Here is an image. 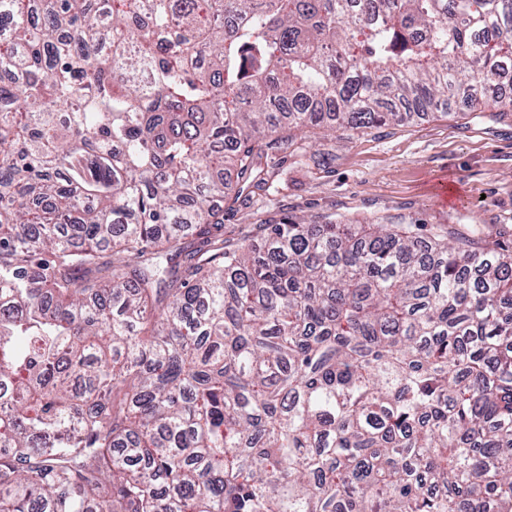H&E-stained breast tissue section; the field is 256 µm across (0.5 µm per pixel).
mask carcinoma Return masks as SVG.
<instances>
[{
    "mask_svg": "<svg viewBox=\"0 0 512 512\" xmlns=\"http://www.w3.org/2000/svg\"><path fill=\"white\" fill-rule=\"evenodd\" d=\"M508 85L512 0H0V512H512V244L221 205Z\"/></svg>",
    "mask_w": 512,
    "mask_h": 512,
    "instance_id": "carcinoma-1",
    "label": "carcinoma"
}]
</instances>
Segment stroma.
<instances>
[{"mask_svg": "<svg viewBox=\"0 0 512 512\" xmlns=\"http://www.w3.org/2000/svg\"><path fill=\"white\" fill-rule=\"evenodd\" d=\"M449 118L340 129L297 140L266 194L224 209V236L303 218L407 224L423 236L512 234V118Z\"/></svg>", "mask_w": 512, "mask_h": 512, "instance_id": "stroma-1", "label": "stroma"}]
</instances>
